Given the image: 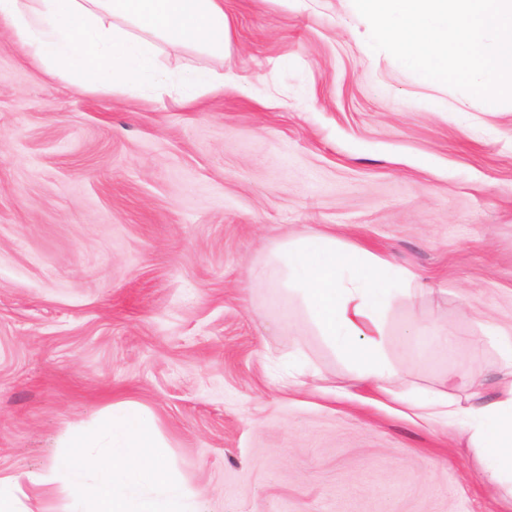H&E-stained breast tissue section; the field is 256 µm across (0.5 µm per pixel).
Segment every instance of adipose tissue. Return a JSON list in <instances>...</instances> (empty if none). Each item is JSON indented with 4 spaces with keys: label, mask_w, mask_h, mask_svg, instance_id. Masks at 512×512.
Here are the masks:
<instances>
[{
    "label": "adipose tissue",
    "mask_w": 512,
    "mask_h": 512,
    "mask_svg": "<svg viewBox=\"0 0 512 512\" xmlns=\"http://www.w3.org/2000/svg\"><path fill=\"white\" fill-rule=\"evenodd\" d=\"M1 25L14 48L87 91L145 98L164 92L188 105L233 79L229 73H174L160 60L167 45L223 56L231 28L224 0H0ZM269 261L280 274L274 306L287 310L284 294L297 296L325 343L376 397L459 424L485 486L512 507V329L492 335L501 357L494 388L451 373L442 388L399 391L387 319L395 302L421 301L426 290L419 275L328 234L282 241ZM63 445L64 454L38 474H0V512H20L15 491L25 482L44 497L64 484L74 512H201L200 493L177 481L158 419L139 402H114L93 426L69 430Z\"/></svg>",
    "instance_id": "obj_1"
}]
</instances>
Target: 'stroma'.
I'll return each mask as SVG.
<instances>
[{"label":"stroma","instance_id":"1","mask_svg":"<svg viewBox=\"0 0 512 512\" xmlns=\"http://www.w3.org/2000/svg\"><path fill=\"white\" fill-rule=\"evenodd\" d=\"M240 87L187 107L79 91L0 35V472L39 473L72 426L135 400L206 512H503L456 432L356 398L286 391L297 361L352 372L291 305L268 253L331 232L412 268L387 347L403 389L494 385L512 326V102L373 51L353 0H224ZM438 338L417 350L408 336ZM450 336L451 345L442 343Z\"/></svg>","mask_w":512,"mask_h":512}]
</instances>
